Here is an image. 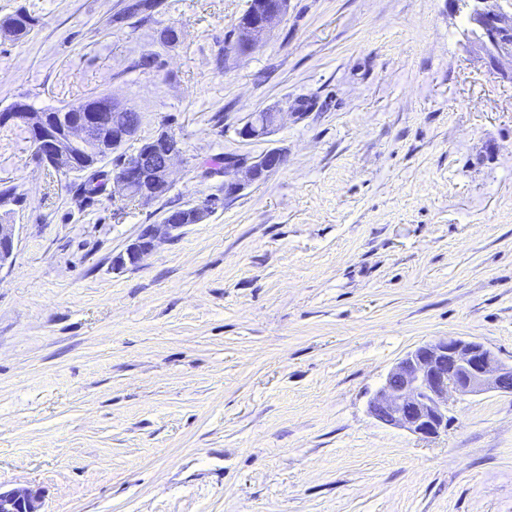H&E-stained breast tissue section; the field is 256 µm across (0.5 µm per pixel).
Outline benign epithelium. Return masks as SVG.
<instances>
[{
  "mask_svg": "<svg viewBox=\"0 0 512 512\" xmlns=\"http://www.w3.org/2000/svg\"><path fill=\"white\" fill-rule=\"evenodd\" d=\"M453 7L469 14L472 35L488 63L500 67L504 60L512 62V12L504 0H451ZM288 13V0H265L255 18L239 17L235 40L225 51L238 56L252 53L265 40L271 28ZM127 121L122 131L109 134L107 127L93 121L84 112H71L59 122L47 112H1L0 125H22L44 152L45 163L63 173L77 167L74 148L93 144L113 150L139 129V113L126 110ZM279 112H254L236 128L242 140L267 137L280 121ZM158 137L170 141L160 155L151 151L137 152L115 175L124 193L153 174L155 185L137 196L149 202L171 185L173 167L180 161L182 150L171 143V135L162 131ZM286 162L285 154L271 149L260 155L224 154V201L240 197L248 188L264 182ZM184 225L166 219L159 224H146L115 264L136 265L152 254L165 235L173 236ZM15 249V225L0 224V270L12 262ZM512 395V363L503 362L483 343L447 336L415 347L407 352L388 372L382 387L370 401V412L380 422L403 429L423 438L436 437L448 431V399L457 394L483 392ZM0 512H40V495L29 489L0 491Z\"/></svg>",
  "mask_w": 512,
  "mask_h": 512,
  "instance_id": "benign-epithelium-1",
  "label": "benign epithelium"
}]
</instances>
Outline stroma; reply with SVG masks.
<instances>
[{"label": "stroma", "instance_id": "stroma-1", "mask_svg": "<svg viewBox=\"0 0 512 512\" xmlns=\"http://www.w3.org/2000/svg\"><path fill=\"white\" fill-rule=\"evenodd\" d=\"M158 2L141 23L128 0H0L32 20L0 34V111L106 95L142 115L117 158L161 128L183 150L164 198H87L0 127V488L41 512H512V396L450 397L429 439L368 411L422 343L512 360V77L448 0H289L240 57L249 0ZM273 106L269 136H236ZM271 149L263 183L115 267L223 196L214 158ZM203 204L208 205L207 210L212 213L218 205V199L208 197L203 201ZM193 207L198 212L199 217H201L200 221L205 220L209 216L208 211L203 208V205L200 204ZM194 209L188 207L176 208L167 211V213H172L175 215L183 214L182 224L175 223L168 216H166V220L162 221L161 224L144 225L140 234L131 244L127 246L125 252L116 257L115 264L117 266L123 267L127 264L137 265L140 263L145 257L153 253V251L158 246L162 236H173L175 234H179L181 229L184 228L187 224H196V215Z\"/></svg>", "mask_w": 512, "mask_h": 512}]
</instances>
